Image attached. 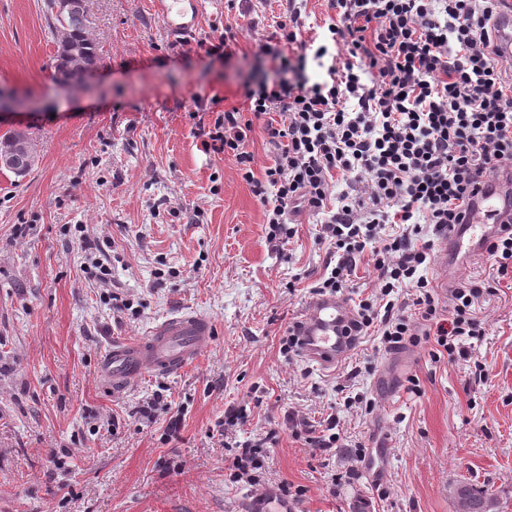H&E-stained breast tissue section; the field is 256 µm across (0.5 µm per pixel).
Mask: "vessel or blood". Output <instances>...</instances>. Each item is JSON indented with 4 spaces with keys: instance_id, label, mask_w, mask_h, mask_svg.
Segmentation results:
<instances>
[{
    "instance_id": "1",
    "label": "vessel or blood",
    "mask_w": 512,
    "mask_h": 512,
    "mask_svg": "<svg viewBox=\"0 0 512 512\" xmlns=\"http://www.w3.org/2000/svg\"><path fill=\"white\" fill-rule=\"evenodd\" d=\"M152 8L172 42L190 40L199 28L202 0H153ZM498 45L502 59L512 63V12L500 16ZM500 221L512 219V172L501 174L490 190L476 199L467 223L451 229L446 239L467 245L470 257L483 255L485 243L499 230L488 223V213ZM354 319L351 305L334 295L313 297L298 320L299 351L306 360L323 368L344 362L356 349L349 327ZM213 325L203 315L177 311L153 326L146 335L113 342L100 358L99 373L113 391L134 385L145 373L168 375L195 364L211 343Z\"/></svg>"
}]
</instances>
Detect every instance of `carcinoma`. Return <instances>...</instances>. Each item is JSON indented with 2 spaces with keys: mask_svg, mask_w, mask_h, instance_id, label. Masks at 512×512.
<instances>
[{
  "mask_svg": "<svg viewBox=\"0 0 512 512\" xmlns=\"http://www.w3.org/2000/svg\"><path fill=\"white\" fill-rule=\"evenodd\" d=\"M49 30L55 44V59L63 60L73 69L74 84L81 83L80 76L96 69L103 61L100 45L90 37L89 22L67 17L60 21L49 17ZM458 492L468 499L471 512H492L494 494L476 490L467 484L457 485Z\"/></svg>",
  "mask_w": 512,
  "mask_h": 512,
  "instance_id": "1",
  "label": "carcinoma"
}]
</instances>
